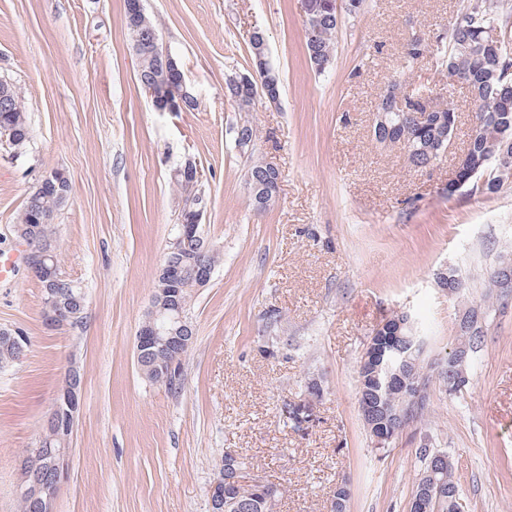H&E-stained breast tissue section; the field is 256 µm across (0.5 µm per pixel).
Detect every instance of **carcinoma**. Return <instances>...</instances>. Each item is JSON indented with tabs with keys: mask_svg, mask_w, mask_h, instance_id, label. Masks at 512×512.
Listing matches in <instances>:
<instances>
[{
	"mask_svg": "<svg viewBox=\"0 0 512 512\" xmlns=\"http://www.w3.org/2000/svg\"><path fill=\"white\" fill-rule=\"evenodd\" d=\"M125 24L129 36L137 33V28H155L147 15L134 17L125 13ZM500 24L497 0H461L453 19L443 32L435 37L440 45L437 62L448 69V75L465 78L466 86L477 112L467 133V146L460 156L457 169L460 176L467 178L465 187L481 195L499 192L505 186L512 185V173H504L499 167V155L502 149L512 151V47H497L488 39V29ZM338 26V13L334 9H325L317 21H307L305 27V47L311 68L318 74L326 71L336 50L335 34ZM428 40H408L404 64L430 52ZM250 56L253 72L259 80L268 79L275 83L279 77L269 67L267 51L262 42L250 40ZM148 78L158 88L167 84L171 74L157 66L154 50L144 51L140 55L139 78ZM15 107L11 112H0V129L7 130L6 141L16 151L23 150L30 139L25 105L17 90L13 87ZM224 95L237 106L240 112H249L255 101L242 94L233 81H225ZM420 92L411 93L403 107L387 113L384 123H373L372 136L380 145L399 144L405 151L407 161L416 170H425L445 154V146L453 138L457 129V116L454 108L448 106L432 115L427 121L419 122L415 114L423 111ZM248 173L256 185V199L253 205L265 208L262 200H268L275 193L276 177L270 173L263 162L256 160L250 164ZM60 188L54 183L36 185L28 194L19 216L17 227L39 226L45 237H50L52 227L42 223L46 213L55 214L62 206L59 197ZM195 267L184 264L182 277L177 283L183 304H189L195 288ZM490 287L506 295L512 292V258H504L499 267L491 274ZM475 319L472 329L459 330V338L467 340L469 354L461 363H446L439 372L442 382L461 391L455 386V379L468 371L482 350L485 332L480 310H468ZM403 338L390 345L383 366L377 372L364 369L358 372L359 402L363 416L379 431H388L402 427L404 421L397 417L399 407L406 402V389L420 380H430L428 364L422 351L416 348L414 334L408 329L401 330ZM399 375L394 388L386 385L387 376ZM418 459L420 471H432L441 482V493H428L421 483H416L413 499L421 500L423 512H456L459 507L458 487L454 480L453 463L448 456L430 448L424 442L420 445ZM281 495L275 491L272 496H260L250 486H241L233 491L224 503V512H275V506ZM349 490L344 486L336 487L330 499L329 512H347Z\"/></svg>",
	"mask_w": 512,
	"mask_h": 512,
	"instance_id": "carcinoma-1",
	"label": "carcinoma"
}]
</instances>
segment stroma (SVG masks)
I'll list each match as a JSON object with an SVG mask.
<instances>
[{
    "label": "stroma",
    "instance_id": "stroma-1",
    "mask_svg": "<svg viewBox=\"0 0 512 512\" xmlns=\"http://www.w3.org/2000/svg\"><path fill=\"white\" fill-rule=\"evenodd\" d=\"M459 0H366L342 15L324 73L307 60V0H143L159 43L197 99L159 112L138 80L125 0H0V78L19 91L30 141L0 142V255H18L0 282V328L29 340L0 366V512H19L18 461L35 447L69 359L83 371L71 470L57 512H209L225 451L249 477L278 486L276 512H329L347 484V512H409L421 438L453 462L462 512H512V294L490 276L512 239V187L449 193L474 105L428 55L404 67L411 29L434 35ZM261 31L278 73V102L237 111L229 75L250 68ZM451 105L459 123L435 167L411 169L400 146L372 137L391 81ZM247 121L250 154L234 143ZM280 171L277 198L254 209L251 158ZM200 169L202 228L220 254L188 309L195 328L178 392L139 371L136 333L184 204L175 168ZM65 170L69 198L54 219L61 273L81 288L83 322L47 331L43 290L15 225L28 193ZM457 269L456 293L436 273ZM481 308L485 342L469 384L448 392L430 377L431 422L376 448L358 403L359 359L393 311L424 319L425 356L447 357L459 313ZM277 322H269L271 312ZM318 382L309 429L282 404Z\"/></svg>",
    "mask_w": 512,
    "mask_h": 512
}]
</instances>
